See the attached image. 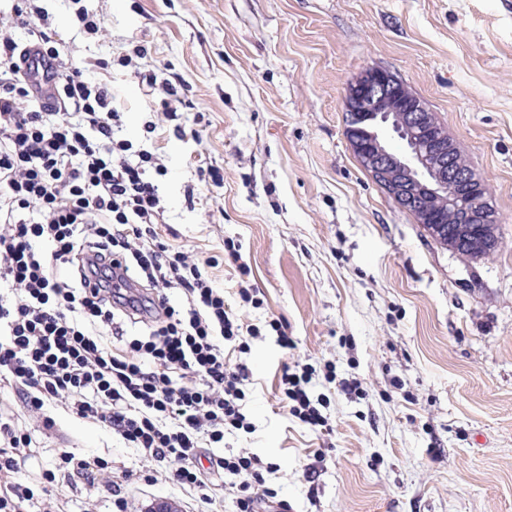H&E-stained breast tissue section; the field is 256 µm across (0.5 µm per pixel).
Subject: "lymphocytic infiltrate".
Segmentation results:
<instances>
[{
    "instance_id": "lymphocytic-infiltrate-1",
    "label": "lymphocytic infiltrate",
    "mask_w": 512,
    "mask_h": 512,
    "mask_svg": "<svg viewBox=\"0 0 512 512\" xmlns=\"http://www.w3.org/2000/svg\"><path fill=\"white\" fill-rule=\"evenodd\" d=\"M30 42L54 71L57 106L21 73ZM123 126L110 82L85 78L41 0L0 6V380L33 410L65 399L143 458L175 463L176 483L204 503L207 475L234 476L236 512H259L276 496L271 464L239 454L205 465L199 453L249 427L248 368L224 360L244 327L205 263L160 237L166 166ZM307 383L283 371V399L308 427H326Z\"/></svg>"
}]
</instances>
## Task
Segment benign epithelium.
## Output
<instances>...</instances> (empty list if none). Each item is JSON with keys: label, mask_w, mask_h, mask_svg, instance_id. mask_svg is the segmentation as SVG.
Masks as SVG:
<instances>
[{"label": "benign epithelium", "mask_w": 512, "mask_h": 512, "mask_svg": "<svg viewBox=\"0 0 512 512\" xmlns=\"http://www.w3.org/2000/svg\"><path fill=\"white\" fill-rule=\"evenodd\" d=\"M344 135L360 166L397 205L433 235L460 248L492 245L498 213L484 179L461 156L430 105L395 72L365 69L346 87ZM404 143L397 155L381 128Z\"/></svg>", "instance_id": "1"}]
</instances>
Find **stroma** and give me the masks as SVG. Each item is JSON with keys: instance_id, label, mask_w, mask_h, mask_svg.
<instances>
[{"instance_id": "obj_1", "label": "stroma", "mask_w": 512, "mask_h": 512, "mask_svg": "<svg viewBox=\"0 0 512 512\" xmlns=\"http://www.w3.org/2000/svg\"><path fill=\"white\" fill-rule=\"evenodd\" d=\"M102 35L88 38L57 7L56 30L89 80L111 79L123 135L168 168L169 244L209 267L243 325L247 350L224 346L252 373L248 430L208 455L253 453L273 464L267 512H512V0H91ZM143 70L163 69L183 104L177 121L150 111L145 85L101 62L130 38ZM397 73L436 112L488 182L502 246L468 260L435 243L360 167L343 135L342 97L367 67ZM182 133H175V126ZM220 167L222 187L199 172ZM195 189V204L184 192ZM241 247L250 275L221 257ZM252 289L256 304L241 302ZM294 345L278 346L270 320ZM310 373L326 429L293 417L283 367ZM361 381L360 393L342 391ZM55 424L45 427L44 416ZM0 416L30 433L10 481L34 512H113L106 490L48 482L63 452L132 471L127 512L157 499L207 512L172 480L64 402L36 412L0 381Z\"/></svg>"}]
</instances>
